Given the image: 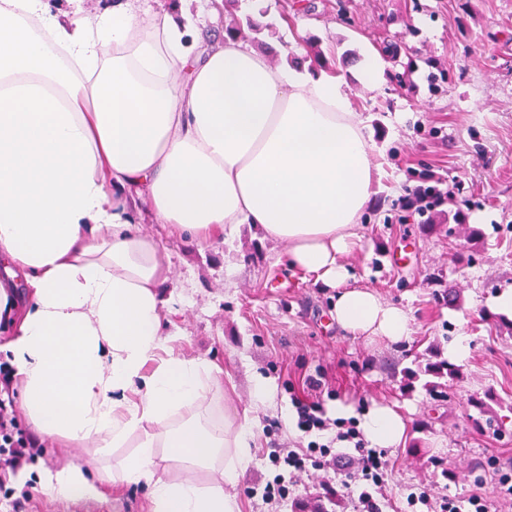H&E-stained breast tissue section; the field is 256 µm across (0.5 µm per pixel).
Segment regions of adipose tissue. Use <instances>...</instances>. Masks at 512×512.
Masks as SVG:
<instances>
[{
  "instance_id": "1",
  "label": "adipose tissue",
  "mask_w": 512,
  "mask_h": 512,
  "mask_svg": "<svg viewBox=\"0 0 512 512\" xmlns=\"http://www.w3.org/2000/svg\"><path fill=\"white\" fill-rule=\"evenodd\" d=\"M139 0L60 15L45 0H0V266L30 305L6 349L36 433L75 448L135 445L84 472H40L59 496L146 485L149 512H241L247 424L191 418L212 388L203 357L164 352L178 311L170 266L133 216L206 245L235 225L283 243L284 261L334 290L337 324L368 343L412 333L408 312L349 285L342 261L374 201L365 125L343 75L278 63L224 35L202 44L193 16L143 18ZM375 448L407 423L368 409ZM208 469V485L172 474Z\"/></svg>"
}]
</instances>
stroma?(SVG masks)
Returning <instances> with one entry per match:
<instances>
[{
  "label": "stroma",
  "instance_id": "1",
  "mask_svg": "<svg viewBox=\"0 0 512 512\" xmlns=\"http://www.w3.org/2000/svg\"><path fill=\"white\" fill-rule=\"evenodd\" d=\"M292 3L249 0L231 15L216 0H189L188 8L204 41L236 20L245 26V48L280 62L302 51L344 75L377 172L361 239L343 261L351 286L374 289L409 312L413 334L378 345L348 336L331 316L330 294L281 262L283 245L253 225L200 247L141 214L144 232L161 238L182 301L176 352L212 362L210 418L232 411L254 434L246 473L229 492L243 512H293L295 502L339 487L338 476L321 471L277 504L249 493L275 476L270 449L310 440L296 426L293 398L320 403L332 419L340 404L359 413L384 403L397 405L407 430L386 451L383 512H405L408 494L423 485L436 498L478 492L489 512H512V501L493 492L499 474L512 470V329L490 319L495 298L512 290V0H311L309 12ZM258 14L267 24L247 29ZM369 51L383 69L373 88L356 71ZM437 178L447 198L423 215L406 209L407 187ZM449 288L458 294L452 306L442 300ZM460 339L468 355L445 401L433 402L419 386L404 389L401 370L417 353L433 342L445 351ZM260 379L269 391L263 401ZM488 389L496 427L479 430L468 399ZM125 454L49 448L30 465L93 468ZM5 486L0 512L20 497L19 512H58V497L37 479L21 486L10 478Z\"/></svg>",
  "mask_w": 512,
  "mask_h": 512
}]
</instances>
